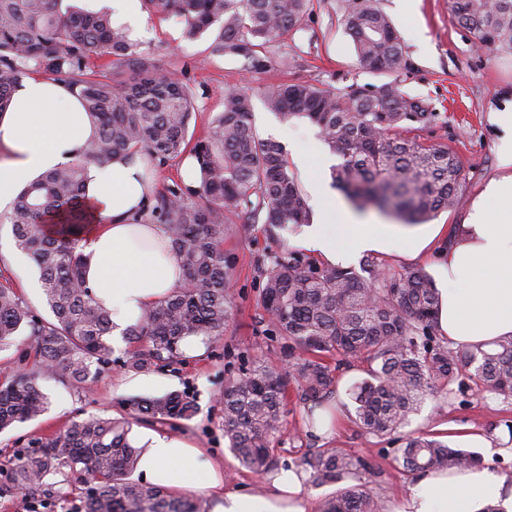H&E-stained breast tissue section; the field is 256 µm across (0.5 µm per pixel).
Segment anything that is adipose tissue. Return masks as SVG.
Wrapping results in <instances>:
<instances>
[{"instance_id":"1","label":"adipose tissue","mask_w":512,"mask_h":512,"mask_svg":"<svg viewBox=\"0 0 512 512\" xmlns=\"http://www.w3.org/2000/svg\"><path fill=\"white\" fill-rule=\"evenodd\" d=\"M505 132L498 153L510 173L491 180L467 224L444 246L437 270L444 287L438 314L442 338L451 346L477 345L512 335V113L497 117ZM95 129L76 90L39 75L26 78L0 118V212L10 210L31 181L75 159ZM154 183L140 159L90 166L85 201L91 231L82 242L85 278L97 300L112 312V339L137 324L147 307L183 283L182 261L167 245L162 225L132 216L146 204ZM318 223L303 227L298 242L327 265L364 252L388 254L392 228L336 221L323 178L313 180ZM138 469L154 482L213 491L212 512H310L305 476L280 470L268 496L221 491L222 475L202 453L167 435H139ZM490 502L512 512V480L489 469L428 472L402 494L393 512H482Z\"/></svg>"}]
</instances>
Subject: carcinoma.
Listing matches in <instances>:
<instances>
[{
  "label": "carcinoma",
  "mask_w": 512,
  "mask_h": 512,
  "mask_svg": "<svg viewBox=\"0 0 512 512\" xmlns=\"http://www.w3.org/2000/svg\"><path fill=\"white\" fill-rule=\"evenodd\" d=\"M63 0H0V116L13 90L39 74L80 92L95 134L72 162L26 185L9 216L14 244L39 273L45 319L14 289L0 285V350L26 329L34 361L0 383V432L43 416L49 399L41 381L93 383L112 356V318L84 276L81 229L87 166L140 156L150 168L196 160L199 185L173 183L154 190L142 216L164 226L182 260L183 284L149 307L129 327L134 350L125 367L144 372L181 360L192 336H222L232 316V265L224 256L229 215L262 224L274 237L287 226L310 223L312 211L290 170L283 147L264 139L253 123L252 98L224 94L223 110L206 139L190 144L191 88L156 66L150 53L112 23L111 13L62 8ZM160 18L177 17L184 36L210 32L209 55L233 56L249 72L270 64L269 44L304 24L311 0H143ZM448 11L487 49L512 47V0H448ZM342 25L370 71L391 74L401 65L399 37L380 0H345ZM95 57L130 73L118 81L90 68ZM281 120L306 118L340 159L333 183L358 208L371 207L405 224H422L462 199L466 173L446 145L420 132L438 124L430 102L397 80L353 85L341 94L306 82L264 94ZM265 333L285 341L283 356L256 361L224 388V439L239 465L263 476L274 467V442L283 427L287 388L296 385L314 412L336 392L338 372L367 364V377L348 390L354 421L377 436L405 428L423 400L460 374L494 397H512V336L482 346L448 347L438 334L440 293L422 268L392 270L373 255L359 267L330 266L297 250L271 257L260 271ZM344 359L331 364L330 359ZM127 417L89 416L61 434L40 438L17 454L8 490L38 496L49 479L67 472L83 486L81 512H209L201 496L177 497L160 484L132 479L141 450L132 439L140 421H188L197 413L179 392L141 397ZM393 462L416 477L429 470L475 467L477 459L434 434H409ZM299 467L316 486L351 481L323 502L321 512H383L370 488L376 472L367 459L343 448H312Z\"/></svg>",
  "instance_id": "1"
}]
</instances>
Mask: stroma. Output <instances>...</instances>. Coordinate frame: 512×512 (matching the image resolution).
Listing matches in <instances>:
<instances>
[{
	"instance_id": "obj_1",
	"label": "stroma",
	"mask_w": 512,
	"mask_h": 512,
	"mask_svg": "<svg viewBox=\"0 0 512 512\" xmlns=\"http://www.w3.org/2000/svg\"><path fill=\"white\" fill-rule=\"evenodd\" d=\"M391 18L403 47L397 71L404 90L426 97L440 115L436 127L427 131L429 141L448 145L458 156L467 183L460 204L432 220L433 229L447 230L466 223L474 202L488 181L505 175L498 146L504 131L495 120L498 112L512 113V50L479 48L472 32L459 25L448 12V0H417L412 14H404L399 0H380ZM343 0H312L311 11L301 28L271 43V65L259 72L244 70L240 60L209 55L210 36L185 39L183 26L173 19L144 14L143 24L130 36L141 42L162 69L181 71L195 96V118L189 129L193 139H204L208 123L222 109L225 91L244 90L253 100L255 126L263 137H276L287 157L323 150L317 128L305 119L279 123L263 102L265 91L287 81L307 82L343 90L387 82L384 74L370 72L359 62L342 26ZM224 252L233 262L232 318L224 336L205 340L202 350L176 364L158 363L150 374L159 386L153 396L172 391L193 398L197 414L178 424L143 423L138 434L157 433L186 440L205 457L222 464L227 477L224 487L252 495L270 492L268 481H257L240 468L224 439V387L239 377L244 366L263 357H277L282 341L267 336L260 321L259 271L271 257L296 248L297 234L280 231L269 237L262 225L247 224L237 217L228 221ZM12 226L7 213H0V284L13 288L39 314H46L40 289L31 285L38 272L30 259L7 258L13 250ZM128 344L115 346L111 363L89 388L54 381L42 388L51 400L49 411L39 419L0 433V485L4 484L14 457L34 438L62 433L69 423L90 415L118 417L125 414L136 394L126 385L135 374L125 368ZM410 430L446 434L451 447L477 455L482 466L512 476V400L495 398L468 386L462 392L426 401L412 416ZM491 447H482V439ZM334 446L370 461L376 471L374 493L394 501L414 481L392 460L396 435L366 433L342 412L332 435L310 432L306 413L295 399H288L283 428L275 446L278 464L296 466L309 448Z\"/></svg>"
}]
</instances>
